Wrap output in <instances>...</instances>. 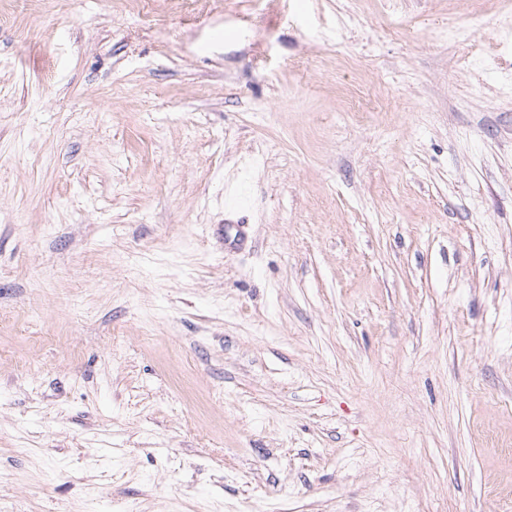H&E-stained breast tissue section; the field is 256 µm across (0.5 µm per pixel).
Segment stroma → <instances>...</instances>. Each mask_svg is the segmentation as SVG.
<instances>
[{"label": "stroma", "mask_w": 512, "mask_h": 512, "mask_svg": "<svg viewBox=\"0 0 512 512\" xmlns=\"http://www.w3.org/2000/svg\"><path fill=\"white\" fill-rule=\"evenodd\" d=\"M0 512H512V0H0Z\"/></svg>", "instance_id": "1"}]
</instances>
